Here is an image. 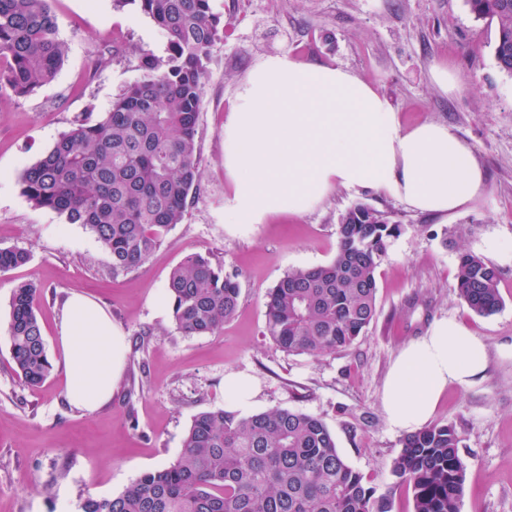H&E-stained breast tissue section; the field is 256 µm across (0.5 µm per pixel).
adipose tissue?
I'll return each instance as SVG.
<instances>
[{"label": "adipose tissue", "mask_w": 512, "mask_h": 512, "mask_svg": "<svg viewBox=\"0 0 512 512\" xmlns=\"http://www.w3.org/2000/svg\"><path fill=\"white\" fill-rule=\"evenodd\" d=\"M224 171L232 195L228 224H262L306 213L333 188L384 190L408 207L445 215L486 188L471 149L448 126H403L385 97L352 73L276 55L243 78L224 122ZM70 402L94 412L112 400L125 364L126 336L104 307L77 292L61 309ZM485 344L442 319L396 357L383 391L389 423L425 426L452 384L480 376Z\"/></svg>", "instance_id": "obj_1"}]
</instances>
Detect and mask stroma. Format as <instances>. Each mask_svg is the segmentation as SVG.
Returning <instances> with one entry per match:
<instances>
[{
    "label": "stroma",
    "mask_w": 512,
    "mask_h": 512,
    "mask_svg": "<svg viewBox=\"0 0 512 512\" xmlns=\"http://www.w3.org/2000/svg\"><path fill=\"white\" fill-rule=\"evenodd\" d=\"M230 28L208 63L197 134L200 182L185 220L139 270L113 275L112 260L81 225L36 209L20 174L86 114L107 111L142 75L144 56L168 39L135 5L53 0L67 52L49 85L21 97L0 91V248L29 262L0 274V512H77L88 495L111 496L165 467L198 412L224 407V377L256 383L254 412L297 409L325 420L346 462L391 512H413V491L391 463L404 436L387 420L383 388L401 348L442 319L486 345L484 375L449 386L433 422L454 425L467 463L460 512H512V76L493 55L496 27L464 0H211ZM127 53L112 52L115 42ZM288 54L338 66L389 99L405 126L434 121L462 139L486 175L485 191L458 212L420 213L383 191L336 189L310 211L230 231L224 206V119L240 80L262 59ZM456 78L441 86L435 65ZM402 224L378 272L377 316L347 350L292 355L266 334L265 302L288 271L328 263L337 225L353 204ZM471 233L459 238V226ZM471 248L501 271L502 309L476 314L455 288L457 252ZM223 260L241 286L220 334L192 336L159 312L170 271L189 253ZM44 289L39 316L53 370L35 390L11 369L9 302L14 286ZM73 291L104 305L129 350L111 403L87 414L68 400L58 344L60 306Z\"/></svg>",
    "instance_id": "35a3bbf8"
}]
</instances>
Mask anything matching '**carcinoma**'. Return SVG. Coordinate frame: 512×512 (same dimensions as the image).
Masks as SVG:
<instances>
[{
	"label": "carcinoma",
	"instance_id": "carcinoma-1",
	"mask_svg": "<svg viewBox=\"0 0 512 512\" xmlns=\"http://www.w3.org/2000/svg\"><path fill=\"white\" fill-rule=\"evenodd\" d=\"M136 4L169 38L168 55L148 56L143 75L111 108L75 123L20 175L37 209L80 224L112 258V274L141 268L169 231L185 219L199 187L197 129L207 63L224 39V19L210 0H113ZM477 19L496 23L494 59L512 76V0H465ZM0 52L6 80L18 95L51 83L63 64L52 0H0ZM401 232L364 203L338 224L334 258L286 272L266 301V331L290 354L320 356L349 348L376 315L379 268L388 242ZM21 249H0V273L28 263ZM500 271L479 253L458 254L456 289L475 313H497ZM166 295L176 329L215 335L237 312L240 283L224 262L191 253L169 274ZM41 286L17 283L10 299L14 370L36 388L50 375L37 307ZM455 427L429 424L406 434L391 474L412 488L414 512H460L467 465ZM78 512H390L374 498L336 439L315 415L275 408L241 416L222 408L197 413L179 456L146 472L121 493L88 495Z\"/></svg>",
	"mask_w": 512,
	"mask_h": 512
}]
</instances>
